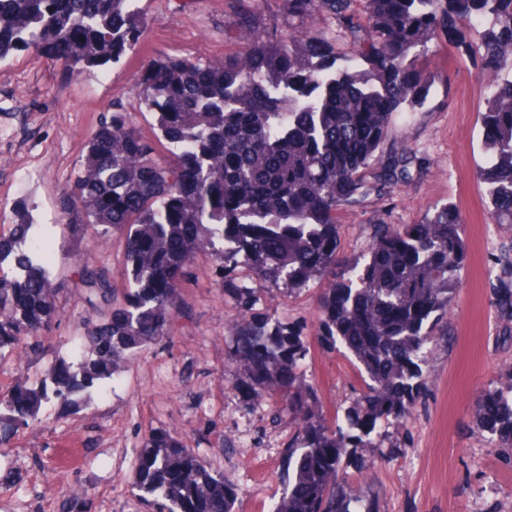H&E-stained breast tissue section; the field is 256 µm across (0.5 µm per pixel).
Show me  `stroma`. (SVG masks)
<instances>
[{
  "instance_id": "1",
  "label": "stroma",
  "mask_w": 512,
  "mask_h": 512,
  "mask_svg": "<svg viewBox=\"0 0 512 512\" xmlns=\"http://www.w3.org/2000/svg\"><path fill=\"white\" fill-rule=\"evenodd\" d=\"M148 27L139 48L122 64L78 78L44 56L18 52L0 64V224L14 223V205L26 204L57 252L92 247L121 284L124 245L119 236L86 243L60 219L61 192L75 175L81 143L114 101L135 103L143 65L163 54L215 60L232 45L227 0H140ZM429 45L436 75L426 99L397 113L387 139L412 147L423 174L404 191L371 197L367 207L340 217V253L365 247L374 222L413 224L428 204L451 203L467 221L464 283L451 322L456 340L433 348L425 368L427 389L407 425L386 442L381 460L359 449L347 470L350 494L373 500L378 512H512V458L473 427L482 388L512 383V342L499 339L490 307L497 282L493 263L512 245V225L488 211L476 174L483 156L479 114L485 97L477 85L481 32L469 24ZM317 284L268 291L256 313L305 324L311 348L308 373L319 412L334 421L360 379L340 352L316 340ZM188 308L171 338L160 340L119 368L89 406L45 407L11 445L0 448V512H145L131 481L149 432L181 431L202 461L233 484L237 512H268L283 488V450L293 428L277 398L256 402L236 390L231 328L240 307L224 287L208 253L197 255L185 290ZM61 348L0 365V395L33 379L57 356L81 348L87 309L70 290L59 295Z\"/></svg>"
}]
</instances>
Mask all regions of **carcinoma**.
I'll return each instance as SVG.
<instances>
[{
    "instance_id": "carcinoma-1",
    "label": "carcinoma",
    "mask_w": 512,
    "mask_h": 512,
    "mask_svg": "<svg viewBox=\"0 0 512 512\" xmlns=\"http://www.w3.org/2000/svg\"><path fill=\"white\" fill-rule=\"evenodd\" d=\"M139 0H0V62L30 51L79 76L133 51L147 27ZM235 32L252 38L207 62L163 56L138 75L132 108L120 103L83 141L78 172L59 200L83 237L124 241L125 287L88 249L67 258L72 287L96 318L83 347L59 357L33 383L0 396V447L56 403L88 404L122 364L172 334L186 309L183 288L198 244L220 270H248L231 284L242 308L232 364L238 387L256 400L276 393L295 426L285 450L286 484L272 512H374L348 492L344 472L360 448H382L406 426L423 392L430 347L450 342V315L463 284L465 222L449 203L415 224H375L366 250L339 253V214L370 195L402 189L421 168L409 147L385 149L395 113L422 103L435 76L421 55L460 22L484 28L478 51L493 80L480 84L484 156L492 217L512 224V0H284L288 34L268 33L260 0H230ZM347 39L354 56L336 55ZM154 118L155 139L131 111ZM169 155L157 154V144ZM139 150L140 159L130 152ZM51 242L27 214L0 232V362L56 344L58 294ZM9 267H4V263ZM492 306L512 323V252ZM322 284L318 338L343 349L362 387L344 415L326 423L307 379L303 327L252 313L271 288ZM476 430L512 459V383L489 387L473 408ZM151 512H235L224 474L167 430L145 439L132 482Z\"/></svg>"
}]
</instances>
